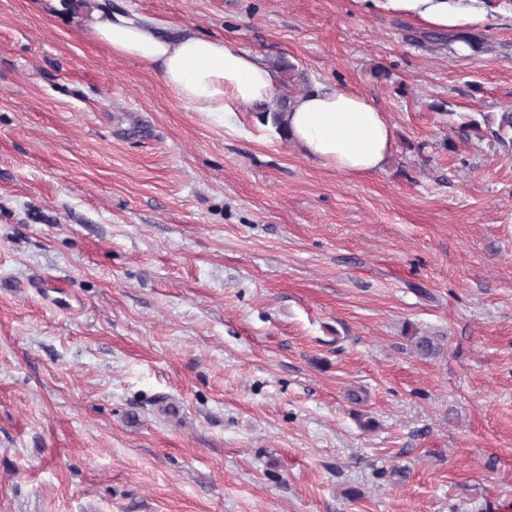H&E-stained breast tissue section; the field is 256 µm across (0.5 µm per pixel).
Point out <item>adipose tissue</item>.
<instances>
[{"label": "adipose tissue", "mask_w": 512, "mask_h": 512, "mask_svg": "<svg viewBox=\"0 0 512 512\" xmlns=\"http://www.w3.org/2000/svg\"><path fill=\"white\" fill-rule=\"evenodd\" d=\"M442 30H458L482 19L481 0H369ZM85 33L113 55L158 65L164 84L186 107L216 121L239 106L263 108L280 93L275 71L231 40L192 31L171 36L155 25L87 0ZM284 123L292 139L323 165L344 173L382 170L394 142L390 122L365 97L316 87L288 103Z\"/></svg>", "instance_id": "ef3b65f1"}]
</instances>
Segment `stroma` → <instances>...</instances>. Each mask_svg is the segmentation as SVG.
<instances>
[{
    "label": "stroma",
    "instance_id": "1",
    "mask_svg": "<svg viewBox=\"0 0 512 512\" xmlns=\"http://www.w3.org/2000/svg\"><path fill=\"white\" fill-rule=\"evenodd\" d=\"M112 2L394 147L339 172L0 0V512H512V151L456 132L512 110V0L464 54L359 0ZM409 346L413 352L418 356L429 358L435 356L442 350L440 340L443 338L440 334H424L414 331L409 334L406 333Z\"/></svg>",
    "mask_w": 512,
    "mask_h": 512
}]
</instances>
